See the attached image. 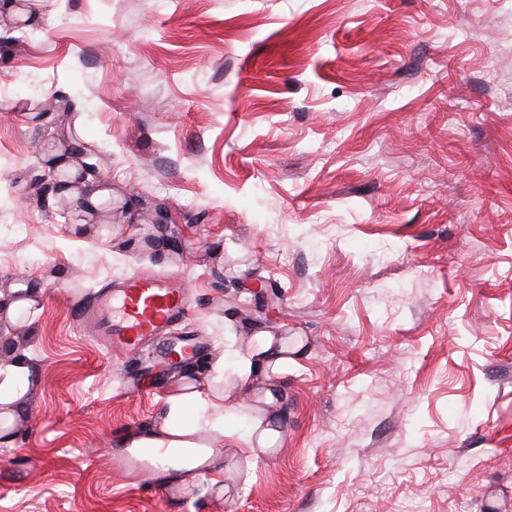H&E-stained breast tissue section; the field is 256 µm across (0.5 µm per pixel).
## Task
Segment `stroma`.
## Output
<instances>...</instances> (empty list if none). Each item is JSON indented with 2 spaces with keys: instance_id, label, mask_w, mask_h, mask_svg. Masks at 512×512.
Listing matches in <instances>:
<instances>
[{
  "instance_id": "stroma-1",
  "label": "stroma",
  "mask_w": 512,
  "mask_h": 512,
  "mask_svg": "<svg viewBox=\"0 0 512 512\" xmlns=\"http://www.w3.org/2000/svg\"><path fill=\"white\" fill-rule=\"evenodd\" d=\"M54 13H0V292L37 291L0 314L32 384L0 512H512V0ZM74 142L112 196L93 215L38 191ZM137 270L195 296L192 363L113 355L72 314ZM264 278L274 311L246 319ZM260 336L301 344L272 403L235 371ZM181 383L228 398L193 411L215 468L168 475L171 503L112 461ZM12 294L14 295V299H5L3 300V309L6 311V315L10 318H13L19 312L29 309L33 306L34 300L31 297L33 290L29 291L24 284H16L14 288L11 289Z\"/></svg>"
}]
</instances>
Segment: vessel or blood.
<instances>
[{
	"mask_svg": "<svg viewBox=\"0 0 512 512\" xmlns=\"http://www.w3.org/2000/svg\"><path fill=\"white\" fill-rule=\"evenodd\" d=\"M195 299L182 280L156 271H140L105 288L91 302L77 305L81 323L98 342L124 354L153 346L168 364H184L202 354L206 345L191 335L188 316ZM160 454H125L117 465L126 474L142 479L159 467Z\"/></svg>",
	"mask_w": 512,
	"mask_h": 512,
	"instance_id": "obj_1",
	"label": "vessel or blood"
}]
</instances>
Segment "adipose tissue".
I'll use <instances>...</instances> for the list:
<instances>
[{"mask_svg":"<svg viewBox=\"0 0 512 512\" xmlns=\"http://www.w3.org/2000/svg\"><path fill=\"white\" fill-rule=\"evenodd\" d=\"M283 345L271 338H259L257 346L237 361L241 382L264 376L285 364ZM31 387L29 367L24 361H16L0 368V422L12 425L18 417L22 400ZM224 395H217L215 401H208L200 391L180 392L169 397L158 422L149 430L136 435L118 436L116 442L122 448H164L176 468L194 470L197 461L190 454L191 449L203 447L205 436L197 425H185L184 419L193 408L213 405L224 406Z\"/></svg>","mask_w":512,"mask_h":512,"instance_id":"obj_1","label":"adipose tissue"}]
</instances>
